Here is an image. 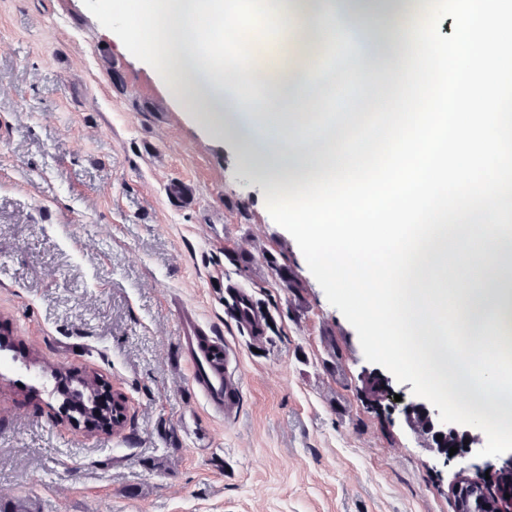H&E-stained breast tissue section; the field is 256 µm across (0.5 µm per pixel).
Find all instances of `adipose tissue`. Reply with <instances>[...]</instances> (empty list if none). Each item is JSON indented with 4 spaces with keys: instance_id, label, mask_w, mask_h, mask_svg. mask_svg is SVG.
<instances>
[{
    "instance_id": "adipose-tissue-1",
    "label": "adipose tissue",
    "mask_w": 512,
    "mask_h": 512,
    "mask_svg": "<svg viewBox=\"0 0 512 512\" xmlns=\"http://www.w3.org/2000/svg\"><path fill=\"white\" fill-rule=\"evenodd\" d=\"M279 20L294 19L309 39L326 42L331 16L387 32L398 51L410 53L411 33L424 12L405 13L397 0H260ZM126 43L171 72L174 93L214 131L233 134L266 192L302 185L336 165L345 136L363 114L343 110L323 121L316 90L334 95L332 82L310 80V67L289 69L287 59L257 53L240 63L224 52V0H153L150 10L123 31ZM424 269L437 270L449 288L469 341H499L512 353V257L464 230L436 239Z\"/></svg>"
}]
</instances>
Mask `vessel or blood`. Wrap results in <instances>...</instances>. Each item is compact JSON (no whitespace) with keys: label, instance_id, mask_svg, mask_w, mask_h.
Wrapping results in <instances>:
<instances>
[{"label":"vessel or blood","instance_id":"b4317fda","mask_svg":"<svg viewBox=\"0 0 512 512\" xmlns=\"http://www.w3.org/2000/svg\"><path fill=\"white\" fill-rule=\"evenodd\" d=\"M228 308L237 327L247 332L255 342H262L263 324L248 293L242 290L232 293ZM179 328V347L191 368L192 389L215 416L237 413L242 384L229 369L231 347L202 324L195 309H181Z\"/></svg>","mask_w":512,"mask_h":512}]
</instances>
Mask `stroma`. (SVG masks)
<instances>
[{
  "label": "stroma",
  "instance_id": "stroma-1",
  "mask_svg": "<svg viewBox=\"0 0 512 512\" xmlns=\"http://www.w3.org/2000/svg\"><path fill=\"white\" fill-rule=\"evenodd\" d=\"M149 5L116 0L108 29L97 0H0V512H454L456 466L365 405L375 365L238 140L115 36ZM231 283L268 319L261 349L224 311ZM181 303L236 351L232 417L190 386ZM91 376L125 396L120 431L80 413Z\"/></svg>",
  "mask_w": 512,
  "mask_h": 512
}]
</instances>
